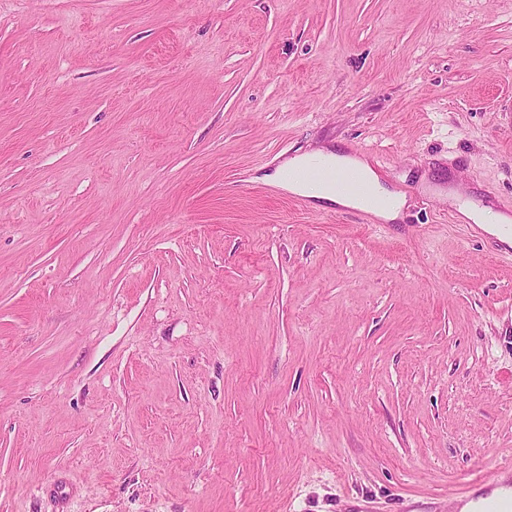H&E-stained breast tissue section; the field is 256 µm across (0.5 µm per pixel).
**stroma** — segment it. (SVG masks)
I'll list each match as a JSON object with an SVG mask.
<instances>
[{
	"instance_id": "1",
	"label": "stroma",
	"mask_w": 512,
	"mask_h": 512,
	"mask_svg": "<svg viewBox=\"0 0 512 512\" xmlns=\"http://www.w3.org/2000/svg\"><path fill=\"white\" fill-rule=\"evenodd\" d=\"M373 152L402 217L269 190ZM512 0H0V512H448L512 459ZM459 214L462 221H472L475 224H484L487 230L496 234L499 239L508 242L510 239V231L505 232L503 225H510L512 220L506 214L494 210L492 206L483 207L481 210L476 211L470 208L467 204L461 205Z\"/></svg>"
}]
</instances>
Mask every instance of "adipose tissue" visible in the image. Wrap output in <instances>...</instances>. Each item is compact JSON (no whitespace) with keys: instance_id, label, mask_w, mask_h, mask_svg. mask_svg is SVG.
<instances>
[{"instance_id":"adipose-tissue-1","label":"adipose tissue","mask_w":512,"mask_h":512,"mask_svg":"<svg viewBox=\"0 0 512 512\" xmlns=\"http://www.w3.org/2000/svg\"><path fill=\"white\" fill-rule=\"evenodd\" d=\"M312 161H316L324 165L326 168L348 166L361 172L366 182L369 184L372 193L382 199L383 204L380 208L375 209L374 214L380 219L386 221H396L407 204L405 195L393 192L383 186L368 166V164L355 156L339 153L330 149H315L302 155L293 157L289 161L290 166H300ZM283 167H276L274 172L264 174L263 183L274 186L289 192L298 193L307 198L335 204L345 207H359V200L341 196L332 191L328 186H307L299 183H291L283 178Z\"/></svg>"}]
</instances>
